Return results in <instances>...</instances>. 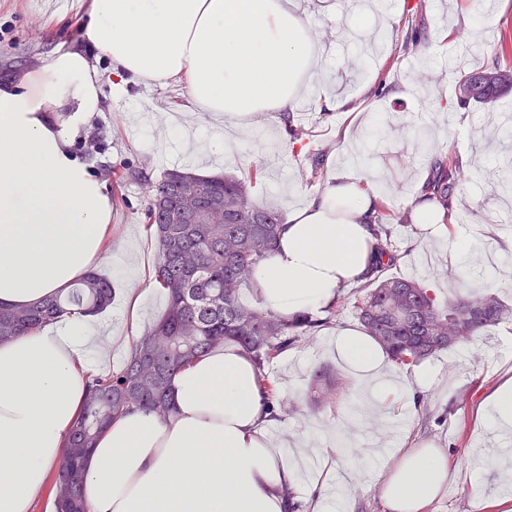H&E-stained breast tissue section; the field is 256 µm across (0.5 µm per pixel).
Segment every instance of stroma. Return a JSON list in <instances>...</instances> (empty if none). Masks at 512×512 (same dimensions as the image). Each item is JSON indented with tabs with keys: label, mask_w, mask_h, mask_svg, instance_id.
<instances>
[{
	"label": "stroma",
	"mask_w": 512,
	"mask_h": 512,
	"mask_svg": "<svg viewBox=\"0 0 512 512\" xmlns=\"http://www.w3.org/2000/svg\"><path fill=\"white\" fill-rule=\"evenodd\" d=\"M89 0H0V78L20 76L34 70L41 58L58 45L77 43L80 21ZM364 0H304L312 31L322 39L330 54L325 77L336 95V108L324 111L317 93L306 98L307 110L299 119L307 138L295 148L284 144V124L279 113H268L263 124L235 133L229 121L198 114L197 120L215 136L235 135L237 148L233 165L206 155L190 156L180 143L169 139L163 124L154 122L153 109L169 113L176 94L149 83L125 85L115 92L108 65H101L103 109L91 122V131L102 144L99 153L87 157L91 168L123 163H147L153 177L166 169L191 163L212 171L238 173L253 160H260L263 174L254 194L259 203L283 213L301 207L331 181L337 164L358 156L362 167L376 169L379 191L393 207L412 206L426 178L428 164L408 126H421L437 152L455 153L473 166L475 176L458 186L453 194L456 215L468 223L494 221L500 206L489 171L512 165V149L491 138L494 122L512 114V93L488 105L459 106L454 92L462 72L481 65L491 56L512 66V46L502 47L512 34V0H496L494 14H486L483 0H393L386 13L361 15ZM422 4L423 30L419 52L405 51L407 20L415 4ZM429 84L437 112L426 110L417 92ZM374 116L366 125V116ZM327 148L323 179L307 184L299 177L303 156ZM146 205L143 187L128 184L122 201L112 205V239H130L148 278L155 264L152 242L143 228ZM400 259L389 273L396 277H420L440 299H447L460 265L455 255V235L427 241L419 224L393 228ZM333 329L320 331L312 344L291 349L270 363L267 374L297 400L296 414L278 419V428L316 435L339 426L352 417L360 431L376 435V447L361 449L363 461L344 512H385L381 486L372 477L369 461L378 448H421L431 446L448 456L451 468L448 487L434 512H499L494 501L504 478L494 453L498 436L482 423L485 396L497 384L512 378V323L493 328L476 343L480 360L468 351L443 353L405 370H393L401 385H416L418 377L429 384L422 397L430 402L429 420L408 418L402 398L393 396L374 409L357 405L349 396L336 409L314 407L310 385L319 367L333 368L338 378L353 383L351 371L336 360L329 343ZM484 480L482 495L473 494L474 473Z\"/></svg>",
	"instance_id": "obj_1"
}]
</instances>
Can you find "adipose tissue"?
I'll use <instances>...</instances> for the list:
<instances>
[{
	"instance_id": "ef3b65f1",
	"label": "adipose tissue",
	"mask_w": 512,
	"mask_h": 512,
	"mask_svg": "<svg viewBox=\"0 0 512 512\" xmlns=\"http://www.w3.org/2000/svg\"><path fill=\"white\" fill-rule=\"evenodd\" d=\"M124 81L181 83L183 107L216 117L291 111L311 90L321 53L302 0H90L80 43L58 46L36 76L0 82V304L53 296L112 254L107 187L73 150L101 105L98 65ZM381 202L371 182L337 174L289 216L276 250L253 273L263 307L319 315L363 280ZM112 318L65 316L0 344V512H34L115 342ZM337 359L377 401L399 394L385 359L343 329ZM166 419L132 408L85 461L86 512H284L285 485L337 512L346 483L328 476L344 440L272 439L274 419L249 355L217 347L177 369ZM387 512H432L448 478L435 448L378 458ZM312 473L304 481V473Z\"/></svg>"
}]
</instances>
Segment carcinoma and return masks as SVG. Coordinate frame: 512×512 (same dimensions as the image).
<instances>
[{
  "label": "carcinoma",
  "instance_id": "cac0c4a2",
  "mask_svg": "<svg viewBox=\"0 0 512 512\" xmlns=\"http://www.w3.org/2000/svg\"><path fill=\"white\" fill-rule=\"evenodd\" d=\"M464 86L472 89L473 96L460 103L487 105L512 91V67H502L494 59L465 74L455 90ZM282 120L286 144L302 142L305 130L295 124L293 114L282 113ZM322 162L323 153L308 152L301 167L303 177L316 179ZM103 174L112 178L114 194L129 183L149 188L143 218L154 240L155 281L166 291L167 307L119 370L90 382L56 471L57 512H84L82 465L98 434L132 406L166 417L171 411V375L211 348L230 342L242 347L255 360L260 387L274 411L285 416L295 411L265 367L335 324L345 306L338 298L320 318L307 314L288 318L244 299L245 290L255 288L254 269L273 251L285 223L280 213L254 202L251 182L178 167L155 181L144 164L105 168ZM470 174L456 156L436 158L420 188V201L448 220L451 193ZM411 221L410 209L380 204L370 225L374 253L353 305L362 332L401 368L468 347L488 329L512 320V305L490 288L463 284L461 292L443 304L421 280L386 275L398 259L391 243L392 226ZM111 301V283L92 270L73 287L38 304L0 305V341L72 309L94 315ZM312 390L316 404L330 408L343 394L342 384L326 368L314 372Z\"/></svg>",
  "mask_w": 512,
  "mask_h": 512
}]
</instances>
